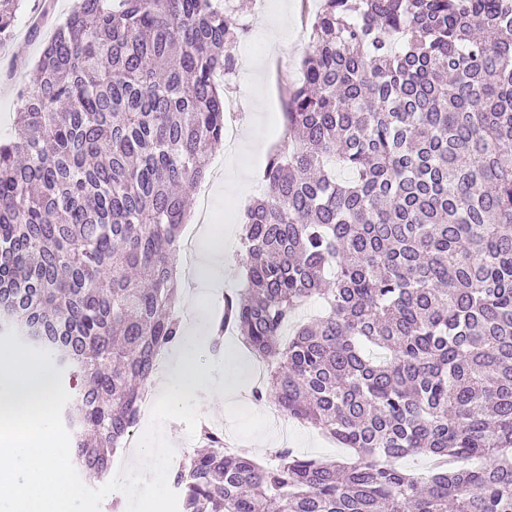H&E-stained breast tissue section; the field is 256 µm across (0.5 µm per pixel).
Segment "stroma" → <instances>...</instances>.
Wrapping results in <instances>:
<instances>
[{
	"label": "stroma",
	"mask_w": 512,
	"mask_h": 512,
	"mask_svg": "<svg viewBox=\"0 0 512 512\" xmlns=\"http://www.w3.org/2000/svg\"><path fill=\"white\" fill-rule=\"evenodd\" d=\"M44 0H24L17 15L11 36L0 47V142L14 135V122L23 107L12 85V78L20 82L32 81L36 75V63L44 44L51 38L54 23L63 21L73 8L74 0H54L51 25L35 27L34 20L41 16ZM320 0H270L266 11L252 9L247 19L250 30L237 47L240 80L233 84L227 101L228 106H242L238 121V146L227 153L223 149L212 152L209 168L200 187L189 196L190 205H198L202 199H210V215L213 223H239L244 212L243 205L228 199L216 190L217 182L229 179L236 173H248L257 193H264L266 183L261 165L280 141L283 129V89L299 82L300 59L309 45L310 24ZM285 11V27L277 45H269L264 26L267 16ZM263 60L265 83L255 88L251 64ZM203 361L211 374L209 386L198 392L196 399L200 409H213L224 419L225 431L234 434L245 453L255 452L254 440L258 430L267 423L268 403L253 402L251 407L222 408L217 404V390L224 381L223 360L204 354ZM296 449L314 458L345 459L347 449L336 446L316 430L296 425L287 439L272 436L269 449L282 445Z\"/></svg>",
	"instance_id": "1"
}]
</instances>
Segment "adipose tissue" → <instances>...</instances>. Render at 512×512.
<instances>
[{
	"mask_svg": "<svg viewBox=\"0 0 512 512\" xmlns=\"http://www.w3.org/2000/svg\"><path fill=\"white\" fill-rule=\"evenodd\" d=\"M237 241L236 226L206 225L201 236L204 260L197 269L198 278L223 279L225 270L232 263ZM183 302L192 306L196 316L184 323V345L177 353L173 369L159 384L162 397L176 412L181 410L183 400L201 390L208 380L197 351L199 343L207 341L209 336L210 323L205 315L207 303L203 295L190 292L185 293Z\"/></svg>",
	"mask_w": 512,
	"mask_h": 512,
	"instance_id": "adipose-tissue-1",
	"label": "adipose tissue"
}]
</instances>
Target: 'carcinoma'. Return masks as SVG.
Masks as SVG:
<instances>
[{
  "mask_svg": "<svg viewBox=\"0 0 512 512\" xmlns=\"http://www.w3.org/2000/svg\"><path fill=\"white\" fill-rule=\"evenodd\" d=\"M321 2L209 350L235 329L267 365L254 399L356 457L259 463L206 429L180 512H512V0ZM242 10L75 0L0 143V325L63 371L89 478L183 341L186 193L224 142Z\"/></svg>",
  "mask_w": 512,
  "mask_h": 512,
  "instance_id": "cac0c4a2",
  "label": "carcinoma"
}]
</instances>
